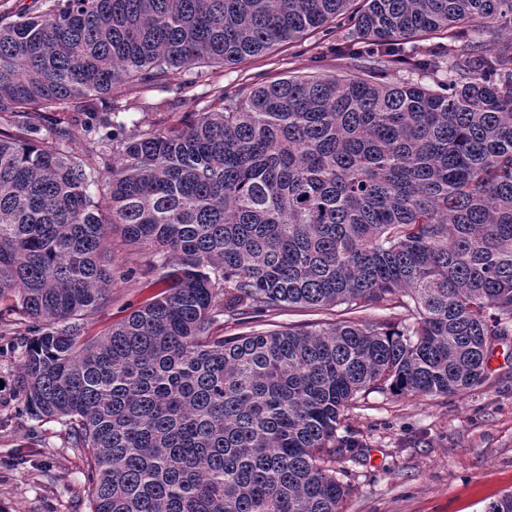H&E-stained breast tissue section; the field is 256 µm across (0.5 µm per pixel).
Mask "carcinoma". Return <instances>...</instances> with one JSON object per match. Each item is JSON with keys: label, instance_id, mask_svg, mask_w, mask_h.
<instances>
[{"label": "carcinoma", "instance_id": "1", "mask_svg": "<svg viewBox=\"0 0 512 512\" xmlns=\"http://www.w3.org/2000/svg\"><path fill=\"white\" fill-rule=\"evenodd\" d=\"M54 0L0 18V337L17 389L86 454L91 512H342L325 463L361 393L448 396L512 335V0ZM334 22L346 75L216 91L193 120L83 158L50 116L235 64ZM437 89L395 82L399 46ZM104 190L94 193L93 185ZM162 290L86 339L107 229ZM381 303L397 327L218 336L220 319Z\"/></svg>", "mask_w": 512, "mask_h": 512}]
</instances>
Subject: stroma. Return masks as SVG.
<instances>
[{
    "mask_svg": "<svg viewBox=\"0 0 512 512\" xmlns=\"http://www.w3.org/2000/svg\"><path fill=\"white\" fill-rule=\"evenodd\" d=\"M336 34L321 28L299 42L230 66L174 74L169 89L125 93L114 103L100 100L92 114L70 113L76 123L92 121L101 132L128 138L149 127L167 129L202 108L216 88L265 84L288 72L340 76L348 65L335 52ZM121 129H113V122ZM116 280L82 325L96 337L149 302L160 290L150 251L128 245L121 228L108 238ZM401 308L378 305L357 311L345 306H295L258 317L224 322L232 336L283 326L320 328L345 321L393 324ZM20 352L0 338V512H91L85 479L87 459L72 448L68 429L21 411L16 393ZM342 426L362 445L355 459L337 460L336 475L350 486L343 512H485L512 492V336L500 342L488 364V379L454 396L359 395Z\"/></svg>",
    "mask_w": 512,
    "mask_h": 512,
    "instance_id": "35a3bbf8",
    "label": "stroma"
}]
</instances>
